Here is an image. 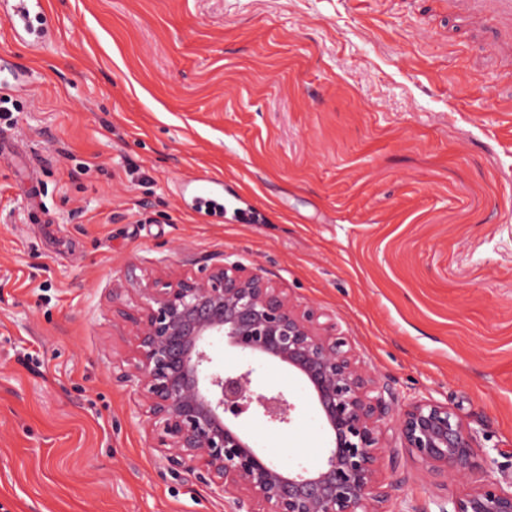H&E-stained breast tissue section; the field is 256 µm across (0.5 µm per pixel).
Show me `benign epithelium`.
Returning <instances> with one entry per match:
<instances>
[{
    "label": "benign epithelium",
    "mask_w": 512,
    "mask_h": 512,
    "mask_svg": "<svg viewBox=\"0 0 512 512\" xmlns=\"http://www.w3.org/2000/svg\"><path fill=\"white\" fill-rule=\"evenodd\" d=\"M136 305L112 294L131 325L125 364L112 372L134 387L151 447L173 471L200 470L222 493L247 498L257 512H380L387 500L380 446L391 415L380 385L347 349L336 323L304 310L258 271L221 262L135 289ZM236 353L296 372L313 394L331 435L315 471H286L251 445L240 417L253 409L289 424L295 405L282 391L252 389L254 369L228 372L215 341ZM404 447L431 472L458 479L450 512H512V489L477 477L473 437L448 405L414 402L397 413Z\"/></svg>",
    "instance_id": "7a95c632"
}]
</instances>
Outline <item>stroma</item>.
I'll return each mask as SVG.
<instances>
[{
    "label": "stroma",
    "instance_id": "stroma-1",
    "mask_svg": "<svg viewBox=\"0 0 512 512\" xmlns=\"http://www.w3.org/2000/svg\"><path fill=\"white\" fill-rule=\"evenodd\" d=\"M52 35L0 17L19 104L0 119V512H252L150 448L112 366V291L242 262L330 315L396 408L448 404L486 477L512 482V56L448 0H44ZM224 185V218L183 188ZM266 458L318 469L303 380ZM381 446L387 512L458 483Z\"/></svg>",
    "mask_w": 512,
    "mask_h": 512
}]
</instances>
